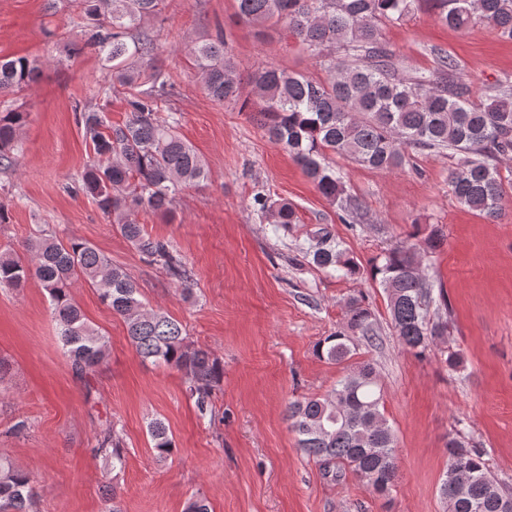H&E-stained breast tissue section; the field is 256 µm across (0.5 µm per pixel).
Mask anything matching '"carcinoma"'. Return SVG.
I'll return each instance as SVG.
<instances>
[{"label": "carcinoma", "mask_w": 512, "mask_h": 512, "mask_svg": "<svg viewBox=\"0 0 512 512\" xmlns=\"http://www.w3.org/2000/svg\"><path fill=\"white\" fill-rule=\"evenodd\" d=\"M419 0H237V22L264 34L295 38L326 72L324 80L262 66L243 79L227 50L223 31L191 46L201 86L216 103L256 112L269 139L302 166L323 197L344 219L358 216L362 203L347 192L342 176L326 164L327 154L344 155L376 169H400L405 152L446 149L455 159L448 187L462 205L495 218L502 210L504 184L497 166L512 154V76L478 98L459 75V65L436 50L435 69L426 74L403 66L379 37L380 25L399 22ZM440 22L458 29L475 22L512 40V0H430ZM163 0H78L83 22L72 37L79 49L97 54L111 71L105 92L126 90L129 117L112 123L106 105L88 104L76 112L89 163L75 191L92 197L117 231L150 262L161 265L188 293L192 276L169 245L151 237L139 211L171 213L178 193L207 178L204 159L180 136L177 118L158 116L170 86L167 74L151 65L159 45L141 25L161 12ZM38 63L27 57L0 58V96L19 93L35 81ZM29 113L22 107L0 111V165L17 164L14 143ZM254 205L284 230L297 223L285 201L256 194ZM318 246L304 250L312 263L343 276L361 266L321 227ZM28 252L0 251V289L16 290L35 279L46 290L61 349L73 373L88 379L106 362L109 340L91 326L71 288L85 281L124 322L136 353L145 361L180 371L200 411L209 405L224 367L208 350L191 343L181 323L161 310L148 309L129 275L94 245L79 238L67 243L43 228L23 243ZM419 250L401 243L372 263L387 294L391 325L404 348L418 357L444 336L445 324L431 311L433 284L422 275ZM347 331L318 344V355L341 364L353 356L352 335H373L372 311L352 298L346 305ZM383 396L375 369L362 362L323 397L288 404L287 417L301 450L328 467H346L373 493L387 497L397 477L395 437L380 411ZM155 458L173 452L165 423L149 421ZM95 452L120 471L125 449L112 426L96 439ZM33 478L0 456V512H35ZM449 512H505L512 502L485 459V452L457 437L448 438V469L440 485Z\"/></svg>", "instance_id": "obj_1"}]
</instances>
